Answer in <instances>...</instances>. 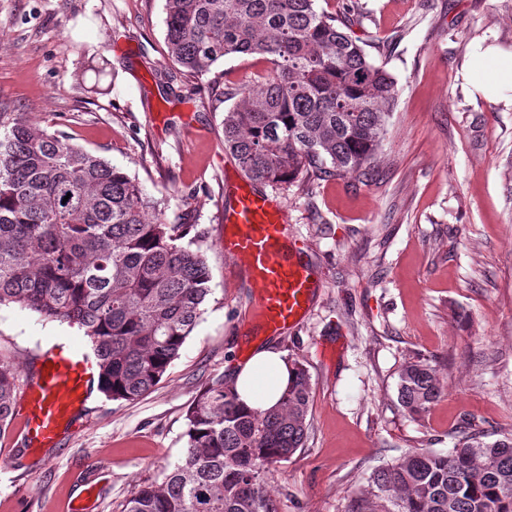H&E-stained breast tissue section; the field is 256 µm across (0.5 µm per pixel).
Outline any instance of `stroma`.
I'll return each instance as SVG.
<instances>
[{
	"label": "stroma",
	"mask_w": 512,
	"mask_h": 512,
	"mask_svg": "<svg viewBox=\"0 0 512 512\" xmlns=\"http://www.w3.org/2000/svg\"><path fill=\"white\" fill-rule=\"evenodd\" d=\"M395 77L387 132L364 172L260 184L288 212L285 236L318 282L295 329L266 337L313 385L304 448L272 469L280 512H349L377 468L473 429L512 433V106L471 99L462 72L479 40L512 51V0H317ZM165 0H0V108L124 169L167 222L195 225L213 291L180 356L147 395L98 394L81 431L29 449L0 434V512H122L186 446V414L246 360L249 297L221 248L242 171L224 149L225 112L272 68L230 55L181 71ZM82 329L0 307V359L28 373ZM423 357L444 392L421 420L397 402V372Z\"/></svg>",
	"instance_id": "obj_1"
}]
</instances>
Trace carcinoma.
Returning a JSON list of instances; mask_svg holds the SVG:
<instances>
[{
    "instance_id": "obj_1",
    "label": "carcinoma",
    "mask_w": 512,
    "mask_h": 512,
    "mask_svg": "<svg viewBox=\"0 0 512 512\" xmlns=\"http://www.w3.org/2000/svg\"><path fill=\"white\" fill-rule=\"evenodd\" d=\"M316 0H165V40L203 74L228 55H262L272 74L224 114V148L252 180L341 176L378 151L395 78ZM191 224H170L135 179L24 112L0 111V306L84 330L102 393L135 401L160 382L196 327L211 275ZM278 407L249 411L219 379L194 399L183 457L140 483L123 512H279L275 465L306 442L312 382L292 364ZM0 361V431L17 382ZM442 395L425 358L404 362L397 400L423 417ZM350 512H512V434L467 432L446 455L418 449L376 470Z\"/></svg>"
}]
</instances>
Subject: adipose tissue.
Listing matches in <instances>:
<instances>
[{
	"label": "adipose tissue",
	"instance_id": "obj_1",
	"mask_svg": "<svg viewBox=\"0 0 512 512\" xmlns=\"http://www.w3.org/2000/svg\"><path fill=\"white\" fill-rule=\"evenodd\" d=\"M472 60L475 67L467 76L472 94L490 101H512V52L479 42L472 47ZM290 380L287 360L269 345L254 350L233 373L240 401L252 410L277 405Z\"/></svg>",
	"mask_w": 512,
	"mask_h": 512
}]
</instances>
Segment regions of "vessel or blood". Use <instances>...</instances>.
I'll use <instances>...</instances> for the list:
<instances>
[{"label": "vessel or blood", "mask_w": 512, "mask_h": 512, "mask_svg": "<svg viewBox=\"0 0 512 512\" xmlns=\"http://www.w3.org/2000/svg\"><path fill=\"white\" fill-rule=\"evenodd\" d=\"M288 215L275 199L247 180L234 185L233 202L224 211L222 246L244 270L252 286L243 325L248 339L278 336L308 315L317 289L311 267L289 251ZM92 359L63 347L48 350L16 414L30 448L52 446L71 425L88 398Z\"/></svg>", "instance_id": "b4317fda"}]
</instances>
